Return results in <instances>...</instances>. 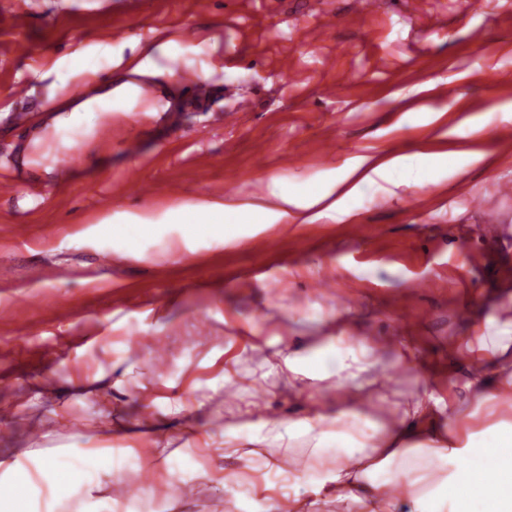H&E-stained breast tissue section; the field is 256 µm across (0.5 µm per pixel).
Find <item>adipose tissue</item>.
I'll list each match as a JSON object with an SVG mask.
<instances>
[{"instance_id":"1","label":"adipose tissue","mask_w":512,"mask_h":512,"mask_svg":"<svg viewBox=\"0 0 512 512\" xmlns=\"http://www.w3.org/2000/svg\"><path fill=\"white\" fill-rule=\"evenodd\" d=\"M152 45L138 46L124 64L127 79L115 80L104 92L62 106L47 130L78 119L81 113L107 109L129 114L140 103L135 76L149 75ZM474 368L466 383L475 406L495 403L499 412L512 413V369L501 359L512 351V322L487 325L476 338ZM271 362L287 372L288 387L312 401L308 416L273 427L268 432L276 452L266 461L280 471L284 454L298 439L311 441L314 453L335 449L334 464L294 478L305 501L317 505L330 498L349 499L360 512H376L381 491L402 485L412 493L413 512H512V425H481L458 401L419 394L388 401L378 359L353 350L337 355L336 404L313 401L316 368L311 359L275 351ZM387 401L388 430L382 437H357L346 422L360 419L364 404ZM120 463L111 452L94 456L74 469L51 458L0 459V487L8 504L0 512H56V497L65 495L75 477H82L86 512H102L105 499L95 475L110 473Z\"/></svg>"}]
</instances>
